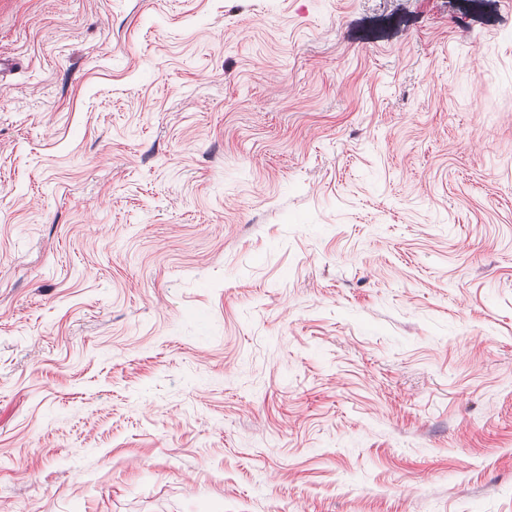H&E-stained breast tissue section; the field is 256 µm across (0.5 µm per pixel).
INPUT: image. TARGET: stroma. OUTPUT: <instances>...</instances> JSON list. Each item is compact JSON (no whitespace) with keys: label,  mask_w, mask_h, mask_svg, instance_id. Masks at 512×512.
I'll return each instance as SVG.
<instances>
[{"label":"stroma","mask_w":512,"mask_h":512,"mask_svg":"<svg viewBox=\"0 0 512 512\" xmlns=\"http://www.w3.org/2000/svg\"><path fill=\"white\" fill-rule=\"evenodd\" d=\"M0 512H512V0H0Z\"/></svg>","instance_id":"obj_1"}]
</instances>
